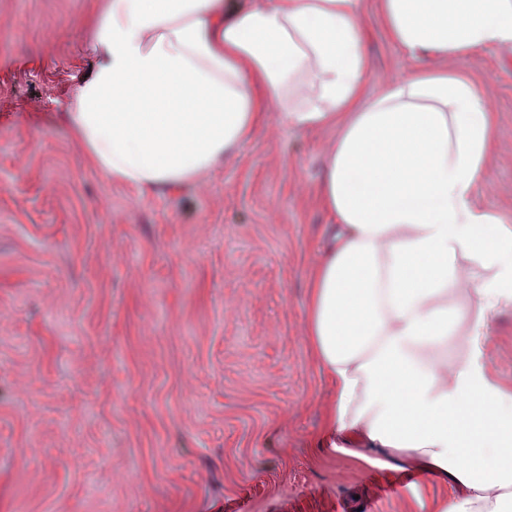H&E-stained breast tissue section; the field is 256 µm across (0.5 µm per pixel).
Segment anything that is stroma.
<instances>
[{
    "label": "stroma",
    "mask_w": 512,
    "mask_h": 512,
    "mask_svg": "<svg viewBox=\"0 0 512 512\" xmlns=\"http://www.w3.org/2000/svg\"><path fill=\"white\" fill-rule=\"evenodd\" d=\"M93 0H0V512H422L445 487L311 458L330 402L305 336L332 128L269 114L224 167L150 193L61 114ZM368 93L409 76L362 0ZM453 66L497 114L475 204L512 221V51ZM512 385V306L487 351Z\"/></svg>",
    "instance_id": "obj_1"
}]
</instances>
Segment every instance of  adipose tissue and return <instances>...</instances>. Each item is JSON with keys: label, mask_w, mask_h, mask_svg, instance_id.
I'll use <instances>...</instances> for the list:
<instances>
[{"label": "adipose tissue", "mask_w": 512, "mask_h": 512, "mask_svg": "<svg viewBox=\"0 0 512 512\" xmlns=\"http://www.w3.org/2000/svg\"><path fill=\"white\" fill-rule=\"evenodd\" d=\"M361 0H100L66 105L104 176L197 182L267 113L336 127L318 197L331 220L306 286L333 455L453 487L429 512H512V386L486 365L512 304V225L473 203L497 116L451 68L512 50V0H377L421 67L367 94Z\"/></svg>", "instance_id": "obj_1"}]
</instances>
